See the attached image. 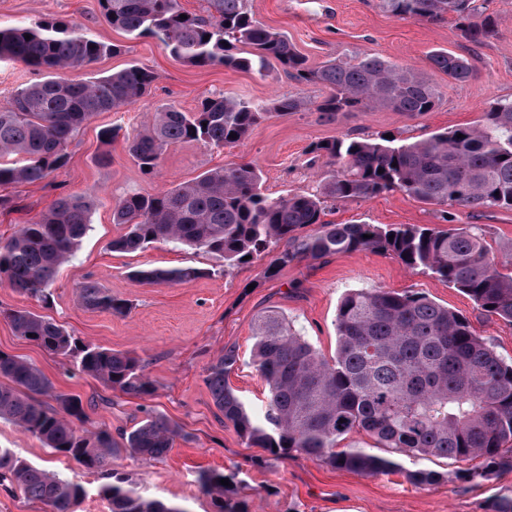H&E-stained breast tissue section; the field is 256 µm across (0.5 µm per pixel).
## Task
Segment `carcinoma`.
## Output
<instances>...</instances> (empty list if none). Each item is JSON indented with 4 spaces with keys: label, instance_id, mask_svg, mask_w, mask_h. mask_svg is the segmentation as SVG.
<instances>
[{
    "label": "carcinoma",
    "instance_id": "1",
    "mask_svg": "<svg viewBox=\"0 0 512 512\" xmlns=\"http://www.w3.org/2000/svg\"><path fill=\"white\" fill-rule=\"evenodd\" d=\"M112 27L134 38L157 40L170 55L194 67H223L266 76L274 62L300 83L328 90L315 111L326 119L338 112L388 109L413 117L430 112L437 86L422 73L375 53L356 61L331 60L311 66L284 33L254 17L247 0H206L204 13L185 11L179 0H99ZM400 19L455 18L474 43L495 37L498 18L486 0H380ZM186 18H180V15ZM31 35L25 39V35ZM65 19H41L0 27V60L42 69L47 76L18 88L0 107V185L36 183L64 167L69 145L100 112H117L150 91L156 73L131 65L107 76L74 81L71 69L87 68L117 52ZM432 67L457 82L473 71L466 59L438 50ZM308 102L288 96L265 106L246 99L207 98L195 112L170 103L153 123L124 138L140 168L150 174L171 144L201 141L235 147L267 117L300 112ZM236 137H230V134ZM310 153L338 169L311 194L270 198L253 163L213 169L191 182L153 194L135 193L112 208V221L126 232L113 239L114 252H135L174 243L224 258L232 267L243 257L271 256L266 277L303 260L372 251L422 269L467 294L489 316L512 324V272L499 270L484 231L477 225L383 228L375 224H331L322 220L338 203L362 202L401 191L436 207L444 223L453 210H512V100H496L471 126L438 131L409 141L394 137L358 140L346 135L313 143ZM92 195L70 194L0 243V282L42 301L61 265L91 227ZM311 231L306 232L304 228ZM216 271L195 267L135 269L130 276L149 284L187 283ZM80 303L123 315L129 304L96 281L79 287ZM14 331L43 349L75 361L76 370L125 395L145 399L154 382L142 361L128 353L78 342L59 324L25 309L1 310ZM336 356L326 360L276 309L258 315L253 363L268 386L264 420H258L229 383L240 361L224 348L207 369L206 384L224 421L250 447L275 460L300 453L365 476L403 470L402 459L429 457L462 462L483 457L482 470L461 468L462 480L482 479L498 467H512V364L470 323L448 307L414 291L352 288L336 314ZM55 401L50 407L39 400ZM85 416L79 398L59 392L48 376L23 358L0 351V418H7L54 453L69 456L106 476L98 494L109 512H187L154 497L112 468L121 454L156 459L183 436L171 419L145 417L112 438L106 429L76 433L72 420ZM375 438L383 453L336 449L353 431ZM418 486L448 481V474L418 468L406 472ZM228 479L229 485L220 484ZM198 483L215 512H249L236 475L203 471ZM10 485L50 512H76L86 488L63 475L20 460L0 448V485Z\"/></svg>",
    "mask_w": 512,
    "mask_h": 512
}]
</instances>
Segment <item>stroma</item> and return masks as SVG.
<instances>
[{"label": "stroma", "mask_w": 512, "mask_h": 512, "mask_svg": "<svg viewBox=\"0 0 512 512\" xmlns=\"http://www.w3.org/2000/svg\"><path fill=\"white\" fill-rule=\"evenodd\" d=\"M263 25L288 35L309 64L333 59L352 60L376 53L423 73L440 90L437 107L408 117L375 109L341 112L326 121L306 109L270 118L253 129L243 145L215 148L202 142L169 146L157 169L144 174L129 156L124 136L135 135L162 106L174 102L194 111L208 97L227 96L271 102L301 96L317 102L326 91L304 85L270 65L267 76L228 71L221 67H191L172 57L156 40L133 38L112 28L98 0H0V26L9 27L44 18L76 21L97 40L119 46L91 67L73 71L72 79L106 75L132 64L150 67L158 79L137 103L117 112H102L79 131L69 148L67 166L49 179L0 186L11 197L13 211H0V241L18 225L38 217L62 196L96 192L91 228L71 261L65 263L44 302L0 284V310L26 309L53 319L79 342L138 357L154 381L156 392L141 400L111 390L99 380L75 371L70 360L51 354L18 336L0 317V350L39 367L58 391L82 401L85 416L75 422L78 433L109 430L112 435L131 429L145 411L165 415L184 432L173 448L156 460L123 456L115 466L158 498L182 505L188 512H213L210 497L198 484L203 470L237 473L250 512H493L501 496L512 497V468L493 471L473 482L452 479L433 487H417L406 471L423 467L455 471V462L404 460V470L388 476L365 477L334 469L311 457L290 455L273 460L261 448L247 446L232 424L212 403L204 382L207 367L226 346H236L240 362L229 376L230 385L255 414H262L267 388L251 357L253 326L266 308L281 311L294 328L325 357L336 352V309L351 288H385L422 292L462 314L477 335L491 340L497 355L512 360V324L481 311L465 294L421 270L377 252L338 254L319 261H301L283 268L271 279L263 275L266 260L225 267L220 256L174 244L157 243L132 253L112 251V239L125 233L113 223L112 206L131 193H155L173 184L231 162L250 161L262 172L263 191L272 198L315 191L332 167L312 159L309 147L343 135L374 138L390 134L418 140L432 132L478 123L489 103L512 99V0H489L498 19L495 38L475 44L458 30L454 20H402L386 13L379 0H247ZM444 49L466 58L475 76L466 83L449 81L429 62L432 51ZM121 128V140L103 141L104 129ZM326 221L335 224L440 226L434 207L403 192L382 194L365 202L337 204ZM454 224L482 225L495 254L512 245V211L454 212ZM207 269V276L184 284L148 285L129 274L138 268L186 267ZM98 282L114 297L127 300L130 310L117 315L85 308L78 289ZM0 448L12 449L27 463L65 475L83 484L90 494L77 512H109L96 494L102 480L74 459L52 453L30 433L0 420Z\"/></svg>", "instance_id": "obj_1"}]
</instances>
